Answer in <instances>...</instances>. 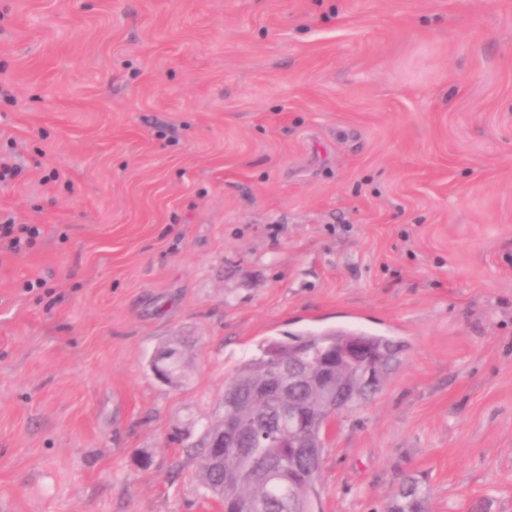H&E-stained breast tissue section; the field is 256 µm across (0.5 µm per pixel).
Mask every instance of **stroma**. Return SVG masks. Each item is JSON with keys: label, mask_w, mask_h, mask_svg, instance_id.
<instances>
[{"label": "stroma", "mask_w": 512, "mask_h": 512, "mask_svg": "<svg viewBox=\"0 0 512 512\" xmlns=\"http://www.w3.org/2000/svg\"><path fill=\"white\" fill-rule=\"evenodd\" d=\"M0 162V512H222L225 382L340 327L407 349L319 512H512V0H0ZM41 228L36 224H12L10 220L0 224V254L2 250L13 255H19L31 249ZM386 512H429V502L419 482L413 476H406L398 491L386 505Z\"/></svg>", "instance_id": "stroma-1"}]
</instances>
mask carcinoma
Listing matches in <instances>:
<instances>
[{
    "instance_id": "1",
    "label": "carcinoma",
    "mask_w": 512,
    "mask_h": 512,
    "mask_svg": "<svg viewBox=\"0 0 512 512\" xmlns=\"http://www.w3.org/2000/svg\"><path fill=\"white\" fill-rule=\"evenodd\" d=\"M352 341L369 344L399 360L403 346L387 336L351 329L309 332L287 341L272 340L262 346V354L244 362L224 386L223 415L256 410V447L231 450L219 467L212 465L207 437L192 449L202 464V485L231 506L234 512H316L319 499L318 474L301 478L288 467V416L273 401L254 406L240 392L269 379L276 361L306 363L328 349L340 350ZM386 512H429V502L413 476L403 479L386 505Z\"/></svg>"
}]
</instances>
